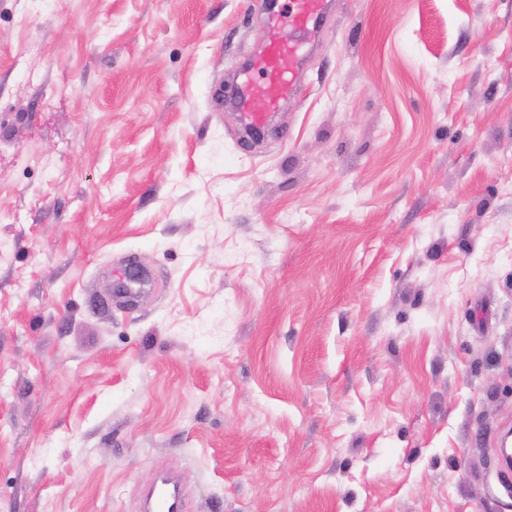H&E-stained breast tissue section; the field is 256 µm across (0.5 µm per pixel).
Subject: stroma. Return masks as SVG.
<instances>
[{
	"label": "stroma",
	"instance_id": "1",
	"mask_svg": "<svg viewBox=\"0 0 512 512\" xmlns=\"http://www.w3.org/2000/svg\"><path fill=\"white\" fill-rule=\"evenodd\" d=\"M269 25L0 0V512H512V0H334L246 145ZM144 512H185L182 492L176 480L161 473L145 493Z\"/></svg>",
	"mask_w": 512,
	"mask_h": 512
}]
</instances>
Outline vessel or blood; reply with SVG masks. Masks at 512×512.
<instances>
[{
	"label": "vessel or blood",
	"instance_id": "b4317fda",
	"mask_svg": "<svg viewBox=\"0 0 512 512\" xmlns=\"http://www.w3.org/2000/svg\"><path fill=\"white\" fill-rule=\"evenodd\" d=\"M327 6L328 0H288L287 16H272L273 26L288 23L296 37L284 42L277 35H270L265 54L258 62L265 75L263 81H256L247 71L236 76L234 92L249 127L263 126L283 94L295 85L304 59L300 49L306 39L316 37ZM143 512H185L182 492L173 477L165 473L158 476L144 495Z\"/></svg>",
	"mask_w": 512,
	"mask_h": 512
}]
</instances>
